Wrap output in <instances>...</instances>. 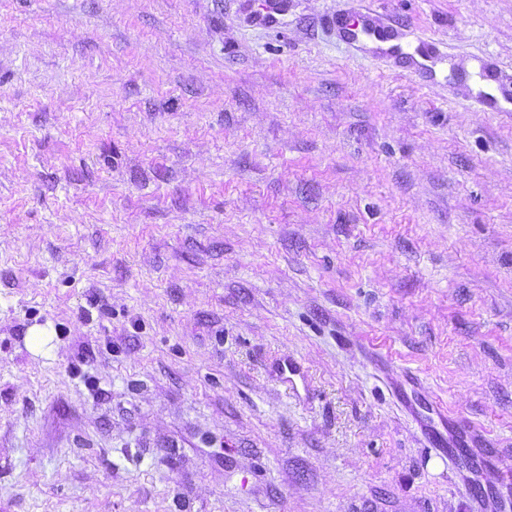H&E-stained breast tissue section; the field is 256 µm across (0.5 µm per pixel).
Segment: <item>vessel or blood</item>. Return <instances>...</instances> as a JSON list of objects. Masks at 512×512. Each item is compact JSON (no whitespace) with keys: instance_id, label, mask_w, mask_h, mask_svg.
I'll return each instance as SVG.
<instances>
[{"instance_id":"obj_1","label":"vessel or blood","mask_w":512,"mask_h":512,"mask_svg":"<svg viewBox=\"0 0 512 512\" xmlns=\"http://www.w3.org/2000/svg\"><path fill=\"white\" fill-rule=\"evenodd\" d=\"M332 22L347 44L393 60L397 67L421 82L428 74L426 59L439 53L437 44L423 37L418 38L414 51H407L403 46V33L367 9L337 10ZM273 368L286 389L297 390L299 384L306 381L301 365L291 356L279 357ZM393 395L400 407L419 422L429 447L447 459L449 466L456 468L464 464L479 469L496 464L512 485V466L505 464L480 428L462 419H446L442 424H435L437 409L433 403L409 396L405 388L398 385L394 386Z\"/></svg>"}]
</instances>
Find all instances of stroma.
<instances>
[{"mask_svg": "<svg viewBox=\"0 0 512 512\" xmlns=\"http://www.w3.org/2000/svg\"><path fill=\"white\" fill-rule=\"evenodd\" d=\"M261 4L0 0V512H478L407 373L512 462V0ZM351 14V15H350ZM332 22L340 37L350 46L370 50L384 58L392 59L397 67L420 82L427 78V65L419 62L416 55L428 60L439 54L438 45L423 36L417 38L413 52L403 47L405 34L385 24L369 9L354 8L353 12L336 10ZM387 48L380 45L391 43ZM282 386L286 390L298 391V385L303 387L306 383V375L301 365L295 361L290 355H283L276 359L272 364Z\"/></svg>", "mask_w": 512, "mask_h": 512, "instance_id": "stroma-1", "label": "stroma"}]
</instances>
